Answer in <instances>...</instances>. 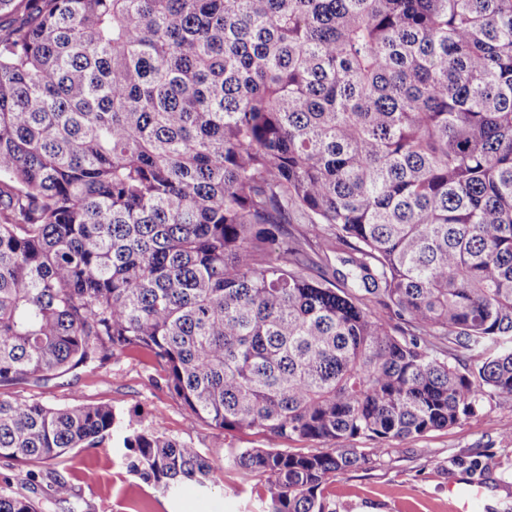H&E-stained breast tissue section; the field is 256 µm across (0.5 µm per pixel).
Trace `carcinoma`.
Segmentation results:
<instances>
[{
  "mask_svg": "<svg viewBox=\"0 0 512 512\" xmlns=\"http://www.w3.org/2000/svg\"><path fill=\"white\" fill-rule=\"evenodd\" d=\"M18 15L0 386L144 354L268 440L228 457L267 512H336L338 476L512 398V0H0ZM114 434L170 496L223 470L110 405L0 394V459L61 512L33 466Z\"/></svg>",
  "mask_w": 512,
  "mask_h": 512,
  "instance_id": "carcinoma-1",
  "label": "carcinoma"
}]
</instances>
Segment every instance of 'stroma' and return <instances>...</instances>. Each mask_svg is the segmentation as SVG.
<instances>
[{
    "mask_svg": "<svg viewBox=\"0 0 512 512\" xmlns=\"http://www.w3.org/2000/svg\"><path fill=\"white\" fill-rule=\"evenodd\" d=\"M161 375L155 361L132 353L97 370L65 375L46 388L30 383L8 393L50 405L109 404L118 417L138 414L145 425L191 441L224 465L219 487L187 485L171 497L127 469L119 441L77 449L54 468L71 484L82 512H266L265 479L243 481L225 465L231 452L265 446V438L218 430L198 420ZM470 484L483 491L473 512H512L510 399L491 403L450 428L401 441L375 468L340 475L326 495L337 512H457L453 490Z\"/></svg>",
    "mask_w": 512,
    "mask_h": 512,
    "instance_id": "1",
    "label": "stroma"
}]
</instances>
